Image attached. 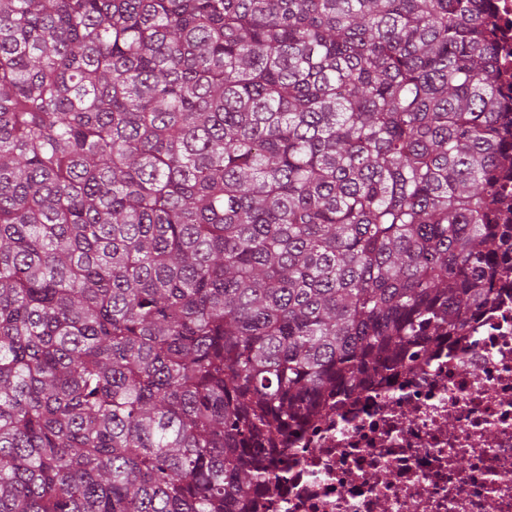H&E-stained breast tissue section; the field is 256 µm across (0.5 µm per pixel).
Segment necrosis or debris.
I'll use <instances>...</instances> for the list:
<instances>
[{"instance_id":"necrosis-or-debris-1","label":"necrosis or debris","mask_w":512,"mask_h":512,"mask_svg":"<svg viewBox=\"0 0 512 512\" xmlns=\"http://www.w3.org/2000/svg\"><path fill=\"white\" fill-rule=\"evenodd\" d=\"M512 89V0H493ZM453 342L310 423L258 512H512V278Z\"/></svg>"}]
</instances>
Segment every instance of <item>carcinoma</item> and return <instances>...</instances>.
I'll list each match as a JSON object with an SVG mask.
<instances>
[{
  "label": "carcinoma",
  "mask_w": 512,
  "mask_h": 512,
  "mask_svg": "<svg viewBox=\"0 0 512 512\" xmlns=\"http://www.w3.org/2000/svg\"><path fill=\"white\" fill-rule=\"evenodd\" d=\"M492 0H0V512H242L512 266Z\"/></svg>",
  "instance_id": "carcinoma-1"
}]
</instances>
